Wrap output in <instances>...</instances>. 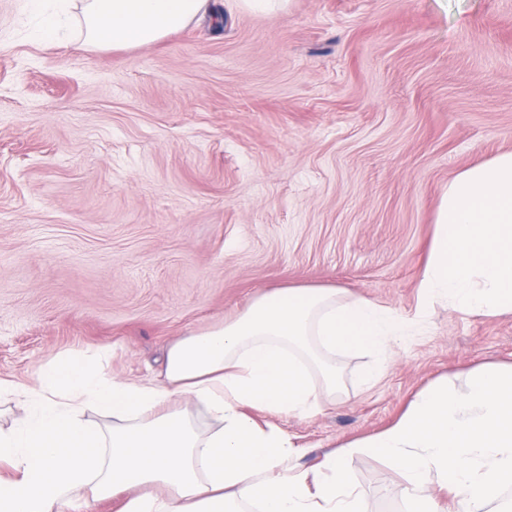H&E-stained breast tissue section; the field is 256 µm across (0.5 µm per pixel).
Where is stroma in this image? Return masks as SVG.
<instances>
[{
  "instance_id": "1",
  "label": "stroma",
  "mask_w": 512,
  "mask_h": 512,
  "mask_svg": "<svg viewBox=\"0 0 512 512\" xmlns=\"http://www.w3.org/2000/svg\"><path fill=\"white\" fill-rule=\"evenodd\" d=\"M138 49L36 44L31 0H0V378L75 351L160 376L181 338L260 293L336 286L413 315L438 206L463 169L512 151V0H219ZM341 390L273 416L308 467L375 435L440 377L463 392L512 363V314L430 310L425 336ZM360 512H404L402 479L357 455Z\"/></svg>"
}]
</instances>
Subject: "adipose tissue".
<instances>
[{
  "mask_svg": "<svg viewBox=\"0 0 512 512\" xmlns=\"http://www.w3.org/2000/svg\"><path fill=\"white\" fill-rule=\"evenodd\" d=\"M75 51L147 46L187 26L208 0H81ZM32 41L56 43L70 0H33ZM414 317L347 289L291 286L259 294L223 327L187 336L167 353L162 380L105 374L100 355L73 352L39 367L33 384L0 379L20 415L0 429V512H71L80 492L124 495L121 512H359L344 478L356 455L386 459L403 476L406 512H488L512 488V364L478 367L466 392L439 379L393 425L303 469L292 436L262 412L310 416L339 392L336 354H372L375 386L392 343L424 335L429 309L512 313V152L460 172L438 208ZM204 407L203 433L181 410ZM105 418L85 421L86 408ZM457 503L449 510L438 491Z\"/></svg>",
  "mask_w": 512,
  "mask_h": 512,
  "instance_id": "1",
  "label": "adipose tissue"
}]
</instances>
